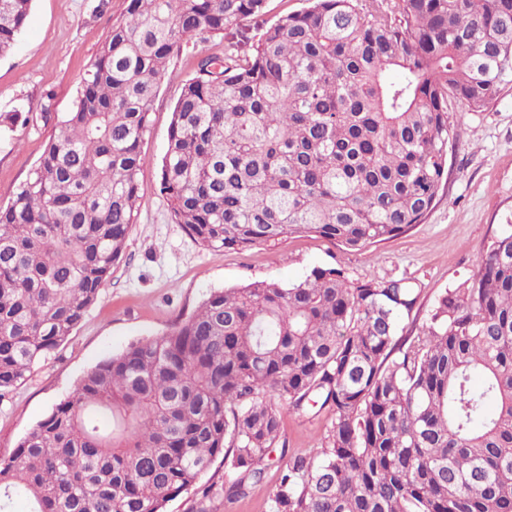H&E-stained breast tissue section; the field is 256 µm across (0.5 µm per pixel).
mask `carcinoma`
I'll list each match as a JSON object with an SVG mask.
<instances>
[{"mask_svg": "<svg viewBox=\"0 0 512 512\" xmlns=\"http://www.w3.org/2000/svg\"><path fill=\"white\" fill-rule=\"evenodd\" d=\"M267 0H126L38 164L0 204V390L96 302L139 210L141 143L170 59ZM32 0H0V56ZM512 85V0H311L246 57L200 59L173 109L160 192L201 247L310 233L348 249L434 208L456 141ZM419 292L315 267L217 289L80 380L0 459V512H165L217 459L244 497L279 449L269 512H512V228L472 281L400 335ZM275 392L334 419L281 441Z\"/></svg>", "mask_w": 512, "mask_h": 512, "instance_id": "carcinoma-1", "label": "carcinoma"}]
</instances>
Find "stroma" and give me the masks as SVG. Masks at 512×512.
<instances>
[{"mask_svg": "<svg viewBox=\"0 0 512 512\" xmlns=\"http://www.w3.org/2000/svg\"><path fill=\"white\" fill-rule=\"evenodd\" d=\"M308 5L309 0H268L262 16L221 36L202 35L174 54L141 144L147 164L139 176L138 221L124 255L68 340L37 363L25 382L0 393V458L11 457L28 430L99 362L168 332L211 290L260 281L291 284L316 266L343 269L353 282L404 278L419 291L415 307L401 318L409 331L425 322L438 295L471 280L482 248L512 225V85L482 111L455 104L459 141L448 156V181L426 219L402 235L359 251L316 235L243 251H208L182 225L171 223L159 164L183 82L195 76L201 56L223 55L231 43L249 54L279 17ZM125 8V0H33L16 45L0 57V113L19 115L13 128L0 131V201H8L58 134L55 116L69 111ZM278 407L288 447L319 446L329 426L326 415L307 419L289 413L287 402ZM278 473V465H270L247 496L214 498L213 512H268Z\"/></svg>", "mask_w": 512, "mask_h": 512, "instance_id": "stroma-1", "label": "stroma"}]
</instances>
